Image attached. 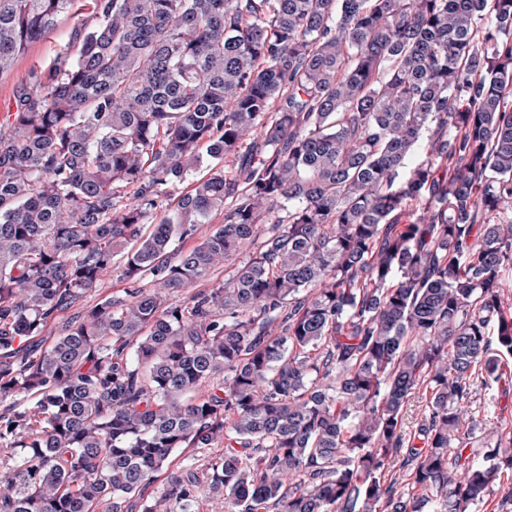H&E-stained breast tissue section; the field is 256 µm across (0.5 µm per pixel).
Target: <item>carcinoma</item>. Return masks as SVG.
I'll use <instances>...</instances> for the list:
<instances>
[{
	"label": "carcinoma",
	"mask_w": 512,
	"mask_h": 512,
	"mask_svg": "<svg viewBox=\"0 0 512 512\" xmlns=\"http://www.w3.org/2000/svg\"><path fill=\"white\" fill-rule=\"evenodd\" d=\"M64 15L0 118V512H124L221 446L224 512H472L512 471L467 407L512 355V0H0V74ZM124 287L126 285L117 279L116 273L104 276L97 286L85 293L72 309L65 313H59L56 319L50 322L45 337L55 336L61 326L70 318L87 312L104 298L111 296L112 293L119 292ZM427 400L423 390H417L414 394L410 395L404 405L402 411L403 428L406 434H411L412 438L416 433L418 426L425 419L427 414ZM224 448H178L172 455V463L168 470L158 475L155 483L145 491V497L154 495L167 485L170 476L179 474L185 469L196 471L202 478L209 471L215 457L219 456Z\"/></svg>",
	"instance_id": "1"
}]
</instances>
